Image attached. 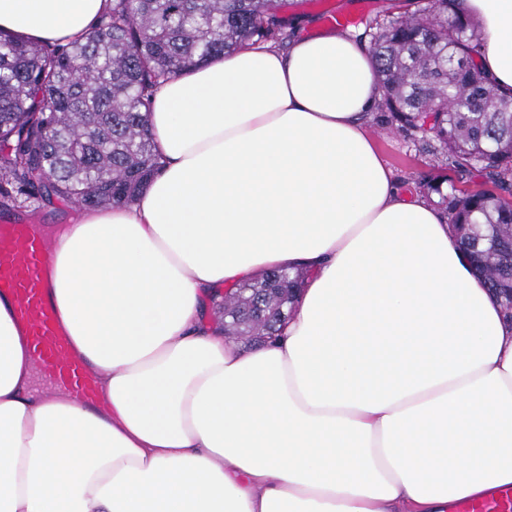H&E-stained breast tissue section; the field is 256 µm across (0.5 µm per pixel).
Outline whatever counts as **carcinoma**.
<instances>
[{
    "label": "carcinoma",
    "mask_w": 512,
    "mask_h": 512,
    "mask_svg": "<svg viewBox=\"0 0 512 512\" xmlns=\"http://www.w3.org/2000/svg\"><path fill=\"white\" fill-rule=\"evenodd\" d=\"M457 0L374 7L349 27L369 40L390 132L417 131L445 173L435 194L462 246L497 297L512 289V95L475 63L479 25ZM285 0H112L85 36L39 44L0 31V207L53 197L86 208L131 205L163 167L149 113L168 79L243 46L289 38ZM481 173L488 188L469 189ZM254 303L226 317L266 333L277 326L275 270L245 284Z\"/></svg>",
    "instance_id": "carcinoma-1"
}]
</instances>
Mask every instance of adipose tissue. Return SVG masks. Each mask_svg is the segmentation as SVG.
Listing matches in <instances>:
<instances>
[{"mask_svg":"<svg viewBox=\"0 0 512 512\" xmlns=\"http://www.w3.org/2000/svg\"><path fill=\"white\" fill-rule=\"evenodd\" d=\"M512 87V0H459ZM110 0H0V30L84 34ZM366 44L328 27L169 79L164 166L138 200L53 233L51 295L102 403L34 393L0 297V512H447L512 487V320L446 218L369 132ZM307 277L242 348L211 300Z\"/></svg>","mask_w":512,"mask_h":512,"instance_id":"adipose-tissue-1","label":"adipose tissue"}]
</instances>
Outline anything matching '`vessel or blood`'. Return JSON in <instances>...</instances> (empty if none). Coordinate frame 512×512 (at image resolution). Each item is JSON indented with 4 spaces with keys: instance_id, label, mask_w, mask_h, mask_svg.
Segmentation results:
<instances>
[{
    "instance_id": "vessel-or-blood-1",
    "label": "vessel or blood",
    "mask_w": 512,
    "mask_h": 512,
    "mask_svg": "<svg viewBox=\"0 0 512 512\" xmlns=\"http://www.w3.org/2000/svg\"><path fill=\"white\" fill-rule=\"evenodd\" d=\"M52 248L33 222L0 221V295L11 297L13 315L30 340L45 375L90 405L100 392L94 371L73 356L57 309L48 294ZM453 512H512V489H499L483 501L461 500Z\"/></svg>"
}]
</instances>
